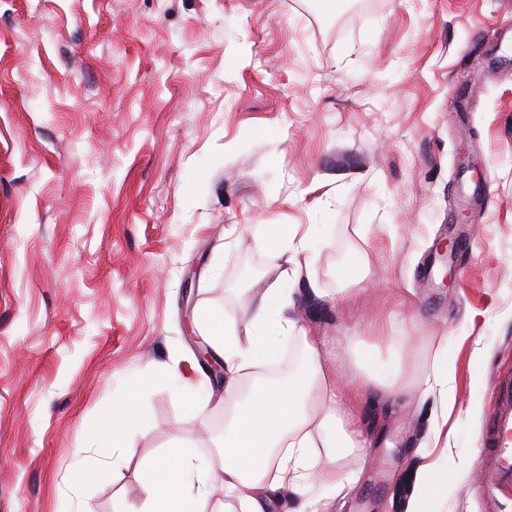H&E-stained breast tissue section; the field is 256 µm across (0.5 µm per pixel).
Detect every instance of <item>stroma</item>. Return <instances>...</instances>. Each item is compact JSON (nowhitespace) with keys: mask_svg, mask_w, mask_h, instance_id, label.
<instances>
[{"mask_svg":"<svg viewBox=\"0 0 512 512\" xmlns=\"http://www.w3.org/2000/svg\"><path fill=\"white\" fill-rule=\"evenodd\" d=\"M466 224L475 246L435 263ZM310 228L297 312L340 375L371 352L448 398L356 410L367 458L312 512H405L424 441L441 512L476 486L494 374L512 372V0H0V512H140L148 465L218 454L224 384L202 309L237 323ZM107 478L94 437L148 372ZM190 386L213 404L194 418ZM275 260L284 259L291 265L290 272L294 279H300L305 274L309 288L315 293H320L318 282L311 276V268L314 264V254L309 238L306 235L297 239L292 234L288 225H280V231L275 236L267 239ZM438 391L448 397V355L447 349H441L435 357L430 373L423 381V393L428 395Z\"/></svg>","mask_w":512,"mask_h":512,"instance_id":"1","label":"stroma"}]
</instances>
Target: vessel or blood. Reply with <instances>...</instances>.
I'll return each mask as SVG.
<instances>
[{"mask_svg":"<svg viewBox=\"0 0 512 512\" xmlns=\"http://www.w3.org/2000/svg\"><path fill=\"white\" fill-rule=\"evenodd\" d=\"M490 450L478 481V493L498 508L512 504V374H497L493 381V419Z\"/></svg>","mask_w":512,"mask_h":512,"instance_id":"obj_1","label":"vessel or blood"}]
</instances>
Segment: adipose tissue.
Returning <instances> with one entry per match:
<instances>
[{
	"instance_id": "obj_1",
	"label": "adipose tissue",
	"mask_w": 512,
	"mask_h": 512,
	"mask_svg": "<svg viewBox=\"0 0 512 512\" xmlns=\"http://www.w3.org/2000/svg\"><path fill=\"white\" fill-rule=\"evenodd\" d=\"M275 259L289 264L277 281L264 288L246 289L251 317L237 325L216 310L199 315L206 336L224 356V404L231 419L215 462L202 464L190 443L168 448L161 460L149 467L143 512H207L216 488L234 497L235 505L224 512H271L279 490L296 491L318 481L335 494L347 492L353 482L338 463L363 451L362 433L348 424L365 387L378 381L371 354L363 356V370L350 378L327 371L318 352V340L310 336L294 310L292 278H307L314 254L308 237H296L288 227L268 238ZM299 338L303 361L298 372L285 379H261L260 371L271 363L280 343ZM252 379L247 396H239V380ZM147 421L141 412L137 389H130L113 406L111 419L98 431L97 444L120 451L126 447V429ZM417 491L406 512H434L448 497V484L431 463L416 468Z\"/></svg>"
}]
</instances>
